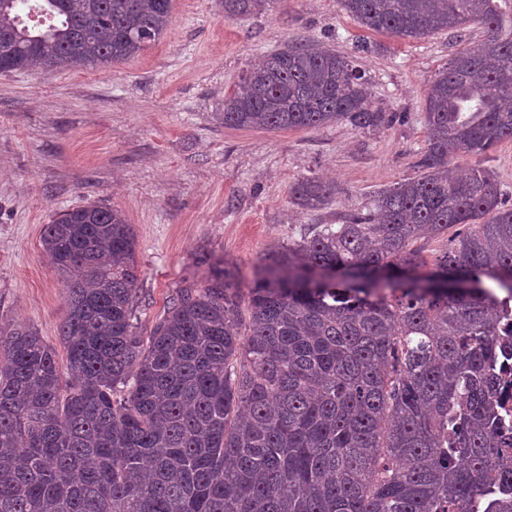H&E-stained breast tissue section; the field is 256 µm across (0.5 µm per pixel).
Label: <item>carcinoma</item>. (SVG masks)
<instances>
[{
    "mask_svg": "<svg viewBox=\"0 0 512 512\" xmlns=\"http://www.w3.org/2000/svg\"><path fill=\"white\" fill-rule=\"evenodd\" d=\"M27 2L0 0V73L133 59L172 12V0H36L53 23L35 30ZM337 2L377 33L456 31L426 89L416 176L283 247L245 300L212 267L147 334L125 216L90 205L45 225L67 364L32 327L0 326V512H512V438L495 412L512 358V208L493 170L452 163L512 140L509 0ZM268 3L224 0V15ZM222 116L373 134L394 118L353 58L302 42L248 69ZM330 194L317 177L291 188L303 210ZM450 227L428 263L415 243Z\"/></svg>",
    "mask_w": 512,
    "mask_h": 512,
    "instance_id": "cac0c4a2",
    "label": "carcinoma"
}]
</instances>
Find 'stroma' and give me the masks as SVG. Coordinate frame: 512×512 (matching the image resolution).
I'll return each instance as SVG.
<instances>
[{
    "label": "stroma",
    "instance_id": "35a3bbf8",
    "mask_svg": "<svg viewBox=\"0 0 512 512\" xmlns=\"http://www.w3.org/2000/svg\"><path fill=\"white\" fill-rule=\"evenodd\" d=\"M315 40L355 56L376 102L398 118L369 134L224 125V96L285 43ZM371 50L356 53L358 43ZM452 32L400 39L366 30L337 0H272L264 14L225 17L221 0H173L167 32L140 56L78 72L0 73V325L34 327L66 351L61 274L47 261L45 224L95 205L121 210L136 233L148 330L177 289L210 266L248 294L270 254L326 224L367 213L375 195L414 176L425 145V90L454 55ZM334 187L308 212L290 189L308 177Z\"/></svg>",
    "mask_w": 512,
    "mask_h": 512
}]
</instances>
